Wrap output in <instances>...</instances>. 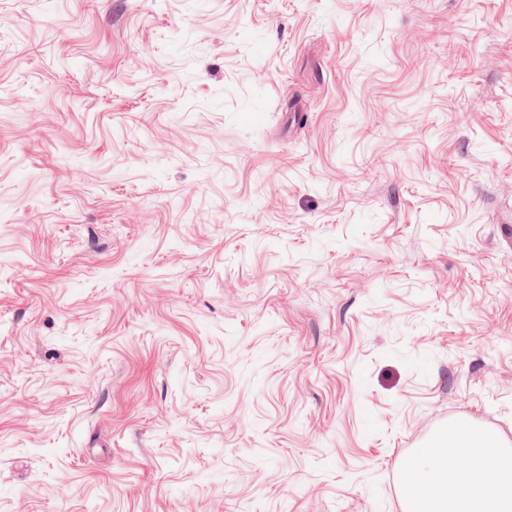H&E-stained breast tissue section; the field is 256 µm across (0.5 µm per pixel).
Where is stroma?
Segmentation results:
<instances>
[{"label":"stroma","instance_id":"stroma-1","mask_svg":"<svg viewBox=\"0 0 512 512\" xmlns=\"http://www.w3.org/2000/svg\"><path fill=\"white\" fill-rule=\"evenodd\" d=\"M511 226L512 0H0V512H402Z\"/></svg>","mask_w":512,"mask_h":512}]
</instances>
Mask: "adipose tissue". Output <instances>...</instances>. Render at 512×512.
<instances>
[{
  "label": "adipose tissue",
  "mask_w": 512,
  "mask_h": 512,
  "mask_svg": "<svg viewBox=\"0 0 512 512\" xmlns=\"http://www.w3.org/2000/svg\"><path fill=\"white\" fill-rule=\"evenodd\" d=\"M506 440L470 423H452L435 434L425 463L407 460L404 478L414 512H512V465Z\"/></svg>",
  "instance_id": "1"
}]
</instances>
